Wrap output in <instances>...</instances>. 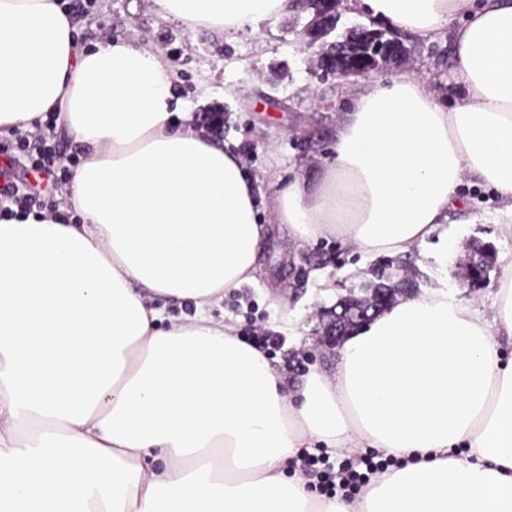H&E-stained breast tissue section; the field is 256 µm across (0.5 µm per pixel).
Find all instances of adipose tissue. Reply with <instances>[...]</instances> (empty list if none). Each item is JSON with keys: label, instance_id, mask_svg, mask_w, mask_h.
<instances>
[{"label": "adipose tissue", "instance_id": "adipose-tissue-1", "mask_svg": "<svg viewBox=\"0 0 512 512\" xmlns=\"http://www.w3.org/2000/svg\"><path fill=\"white\" fill-rule=\"evenodd\" d=\"M231 39L291 0H153ZM424 40L453 31L460 93L368 82L314 179L259 218L237 154L177 98L154 45L81 49L59 0H0V133L55 120L82 150L79 223L0 220V512H512V264L492 318L435 290L346 336L297 390L215 315L256 282L274 226L404 255L447 236L456 190L492 188L512 238V0H350ZM180 315H171V308ZM323 445L393 459L354 500L286 467Z\"/></svg>", "mask_w": 512, "mask_h": 512}]
</instances>
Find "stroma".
I'll return each mask as SVG.
<instances>
[{
	"label": "stroma",
	"instance_id": "stroma-1",
	"mask_svg": "<svg viewBox=\"0 0 512 512\" xmlns=\"http://www.w3.org/2000/svg\"><path fill=\"white\" fill-rule=\"evenodd\" d=\"M77 21L87 44L120 38L152 43L178 73L176 94L195 115L223 109V141L257 178L262 211L294 170L312 178L332 158L336 123L367 84L363 77L320 79L315 55L294 35L307 21L303 14H287L265 23L259 33L243 31L231 41L160 18L152 0H83ZM405 44L411 73L423 76L437 99L452 105L458 94L451 32L430 43L410 36ZM458 194L464 207L451 215L447 240L414 247L410 258L419 293L444 288L457 302L487 315L490 288L471 292L459 287L457 277L473 242L493 247L498 268L512 262V239L499 234L506 216L488 187L466 180ZM385 260L382 254L361 256L335 240L292 249L287 239L276 238L265 251V277L227 294L224 310L237 319L242 336L261 328L279 337L280 345L267 355L297 383L309 369L334 370L336 352L322 342L320 313L349 293H361ZM497 268L491 278H498ZM317 271L332 279L330 295H321L313 278Z\"/></svg>",
	"mask_w": 512,
	"mask_h": 512
}]
</instances>
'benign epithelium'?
Returning a JSON list of instances; mask_svg holds the SVG:
<instances>
[{
  "label": "benign epithelium",
  "mask_w": 512,
  "mask_h": 512,
  "mask_svg": "<svg viewBox=\"0 0 512 512\" xmlns=\"http://www.w3.org/2000/svg\"><path fill=\"white\" fill-rule=\"evenodd\" d=\"M341 0H314L311 19L298 32L296 38L306 50L313 51L317 58L320 76L333 77L339 80L350 76L377 73L379 70L395 65L400 66L406 60L407 49L402 39H391L390 49L374 58H352L348 62L343 59L350 53V49L358 42L372 36L374 30L365 29L358 25L345 28L341 39L329 41L327 37L336 31L341 14L338 11ZM494 262L493 252L485 250L481 254H473L465 264L466 273L460 278V283L471 287L470 273L473 265L480 264L485 270L483 282H488L487 270ZM386 296L342 299L336 307L322 313L327 318L324 323V340L330 346H336L342 339L344 330L357 323L361 324L372 319L379 309L384 307Z\"/></svg>",
  "instance_id": "obj_1"
}]
</instances>
